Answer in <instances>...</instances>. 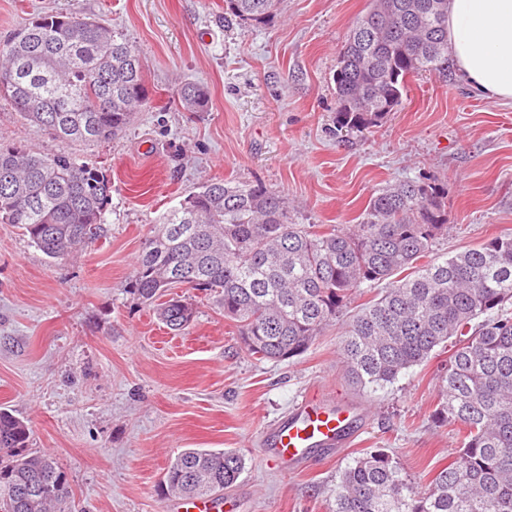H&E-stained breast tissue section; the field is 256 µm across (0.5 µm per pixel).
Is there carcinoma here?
Wrapping results in <instances>:
<instances>
[{"label": "carcinoma", "mask_w": 512, "mask_h": 512, "mask_svg": "<svg viewBox=\"0 0 512 512\" xmlns=\"http://www.w3.org/2000/svg\"><path fill=\"white\" fill-rule=\"evenodd\" d=\"M279 0H225L245 27L274 19ZM448 72L447 0H371L339 52L336 124L363 132L397 110L407 79ZM62 149L0 145V224H16L51 259L107 236L112 186L65 150L122 135L148 103L140 56L120 34L82 14L31 19L0 43V99ZM187 111L209 103L184 83ZM444 191L407 180L373 196L359 224H296L283 195L261 183H203L167 211L124 291L173 332L195 317L175 288L218 293L251 354L299 357L364 288L384 283L341 341L346 377L375 393L439 348L454 345L433 417L462 434L455 459L425 487L411 485L379 448L338 474L332 512H512V233L451 255ZM27 424L0 411V512H68L72 490L55 459L29 449ZM244 469L234 452L187 449L162 492L212 496Z\"/></svg>", "instance_id": "obj_1"}]
</instances>
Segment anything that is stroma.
<instances>
[{"label": "stroma", "instance_id": "stroma-1", "mask_svg": "<svg viewBox=\"0 0 512 512\" xmlns=\"http://www.w3.org/2000/svg\"><path fill=\"white\" fill-rule=\"evenodd\" d=\"M370 3L280 0L272 22L245 29L224 0H0V41L42 12L99 19L139 52L149 93L121 136L69 147L112 184L106 238L53 260L0 224V409L26 421L83 512H168L163 475L190 448L244 459L224 512H330L338 472L379 448L419 486L454 459L456 427L433 418L448 350L369 397L343 374L347 317L304 355L261 361L214 296L184 289L196 314L176 335L123 290L162 215L211 179L279 191L297 223L346 226L386 186L432 178L448 200L438 253L512 233V105L476 95L456 68L411 78L379 126L337 136L336 60ZM187 81L207 87L204 111L176 106ZM0 144L59 148L1 99ZM315 388L365 421L347 446L280 472L263 429Z\"/></svg>", "mask_w": 512, "mask_h": 512}]
</instances>
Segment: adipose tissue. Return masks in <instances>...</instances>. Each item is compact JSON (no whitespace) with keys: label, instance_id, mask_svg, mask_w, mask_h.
Wrapping results in <instances>:
<instances>
[{"label":"adipose tissue","instance_id":"adipose-tissue-1","mask_svg":"<svg viewBox=\"0 0 512 512\" xmlns=\"http://www.w3.org/2000/svg\"><path fill=\"white\" fill-rule=\"evenodd\" d=\"M448 54L476 93L512 103V0H448Z\"/></svg>","mask_w":512,"mask_h":512}]
</instances>
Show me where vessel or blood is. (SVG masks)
<instances>
[{"label": "vessel or blood", "mask_w": 512, "mask_h": 512, "mask_svg": "<svg viewBox=\"0 0 512 512\" xmlns=\"http://www.w3.org/2000/svg\"><path fill=\"white\" fill-rule=\"evenodd\" d=\"M357 409L325 399L319 393L302 396L287 417L267 427L263 453L272 464L294 474L307 467L313 452L329 453L347 445L361 427ZM219 499H180L177 512H222Z\"/></svg>", "instance_id": "vessel-or-blood-1"}]
</instances>
